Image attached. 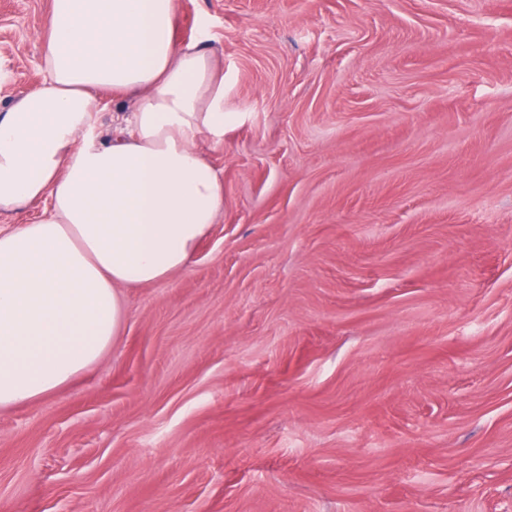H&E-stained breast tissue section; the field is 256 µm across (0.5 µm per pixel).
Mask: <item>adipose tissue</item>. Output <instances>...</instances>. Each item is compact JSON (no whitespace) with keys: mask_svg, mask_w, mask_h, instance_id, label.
Listing matches in <instances>:
<instances>
[{"mask_svg":"<svg viewBox=\"0 0 512 512\" xmlns=\"http://www.w3.org/2000/svg\"><path fill=\"white\" fill-rule=\"evenodd\" d=\"M177 0H52L44 78L0 113V407L43 397L117 338L119 289L185 269L224 208L197 148L224 139V72L173 40ZM133 97L108 138L103 94Z\"/></svg>","mask_w":512,"mask_h":512,"instance_id":"ef3b65f1","label":"adipose tissue"}]
</instances>
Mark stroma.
Segmentation results:
<instances>
[{
    "instance_id": "stroma-1",
    "label": "stroma",
    "mask_w": 512,
    "mask_h": 512,
    "mask_svg": "<svg viewBox=\"0 0 512 512\" xmlns=\"http://www.w3.org/2000/svg\"><path fill=\"white\" fill-rule=\"evenodd\" d=\"M51 0H0V111ZM224 209L0 409V512H512V0H178Z\"/></svg>"
}]
</instances>
